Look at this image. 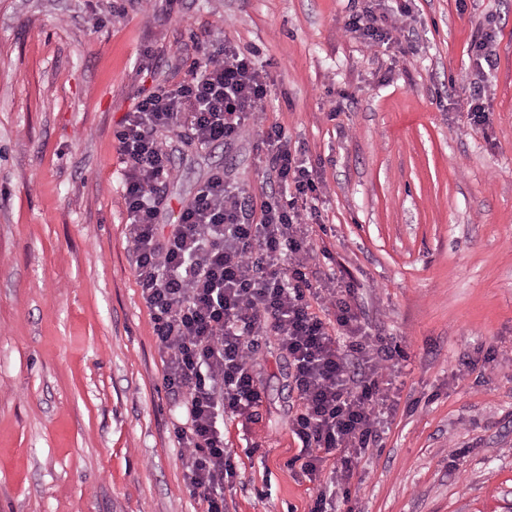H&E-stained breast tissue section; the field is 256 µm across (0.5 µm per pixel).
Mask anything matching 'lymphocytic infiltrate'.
<instances>
[{
    "instance_id": "1",
    "label": "lymphocytic infiltrate",
    "mask_w": 512,
    "mask_h": 512,
    "mask_svg": "<svg viewBox=\"0 0 512 512\" xmlns=\"http://www.w3.org/2000/svg\"><path fill=\"white\" fill-rule=\"evenodd\" d=\"M409 16L405 4L391 22L363 10L349 14L343 31L370 47L395 39ZM197 53L187 79L145 95L116 133L127 249L165 384L185 400L186 424L176 430L184 481L201 512H224L234 463L217 419L260 406L252 355L272 337L301 402L290 422L301 443L296 460L309 477L328 475L310 512H331L337 495H348L344 483L359 458L382 440L392 412L386 376L401 351L370 332L350 285L315 275L308 228L323 182L293 153L284 129L266 124L270 89L254 56L218 42L199 44ZM181 128L202 149L258 135L281 195L254 206L216 173L160 235L155 190L175 170L156 134ZM315 300L332 322L312 312Z\"/></svg>"
}]
</instances>
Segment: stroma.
<instances>
[{
  "label": "stroma",
  "instance_id": "obj_1",
  "mask_svg": "<svg viewBox=\"0 0 512 512\" xmlns=\"http://www.w3.org/2000/svg\"><path fill=\"white\" fill-rule=\"evenodd\" d=\"M396 40L340 27L396 0H0V512H200L163 364L127 249L115 134L196 42L257 52L266 120L318 169L310 232L323 274L353 285L398 345L380 447L349 480L354 512H506L512 504V0H411ZM492 35L495 64L470 46ZM482 72L488 120L468 86ZM177 172L159 230L216 172L256 197L258 136L205 149L163 131ZM495 346L485 368L467 370ZM262 403L223 422L225 512H309L320 487L288 462L301 408L275 341ZM483 77V75H482ZM482 77L475 78L469 84L468 104L469 110L473 114V120L477 124H481L485 119V108L483 107L482 97L485 93Z\"/></svg>",
  "mask_w": 512,
  "mask_h": 512
}]
</instances>
